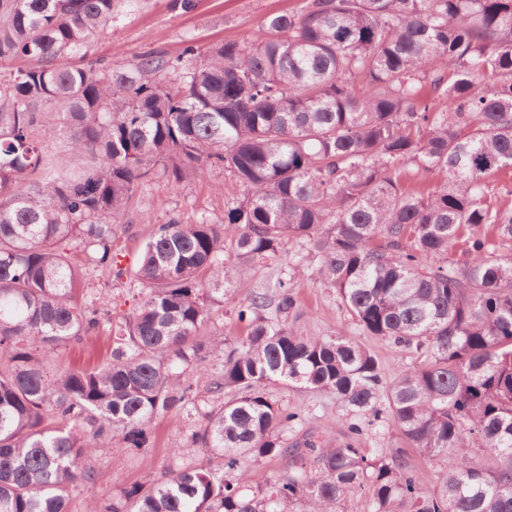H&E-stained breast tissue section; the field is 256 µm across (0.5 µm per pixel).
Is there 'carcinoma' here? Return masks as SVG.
I'll return each mask as SVG.
<instances>
[{
    "mask_svg": "<svg viewBox=\"0 0 512 512\" xmlns=\"http://www.w3.org/2000/svg\"><path fill=\"white\" fill-rule=\"evenodd\" d=\"M117 0H0V512H68L95 448H149L153 424L191 423L179 463L88 512H337L368 488L371 512H512V0H298L245 40L170 58L63 65L112 23ZM84 157L64 165L45 138ZM230 172L244 197L221 223L149 225L122 265V217L157 172L179 182ZM437 172L424 191L411 174ZM241 228L235 260L224 225ZM317 239L319 273L362 332L421 362L387 380L376 355L331 335L299 336L288 282L239 310L242 336L205 332L232 273ZM465 239L462 260L448 250ZM85 264L142 295L72 292ZM112 334L90 371L54 368L57 349ZM220 371L197 377L210 357ZM328 391L348 433L288 436L302 411L276 385ZM442 465L420 485L402 448L371 458L366 420ZM196 448L200 459L181 456ZM494 454L489 465L473 449ZM287 471L252 483L250 465Z\"/></svg>",
    "mask_w": 512,
    "mask_h": 512,
    "instance_id": "1",
    "label": "carcinoma"
}]
</instances>
